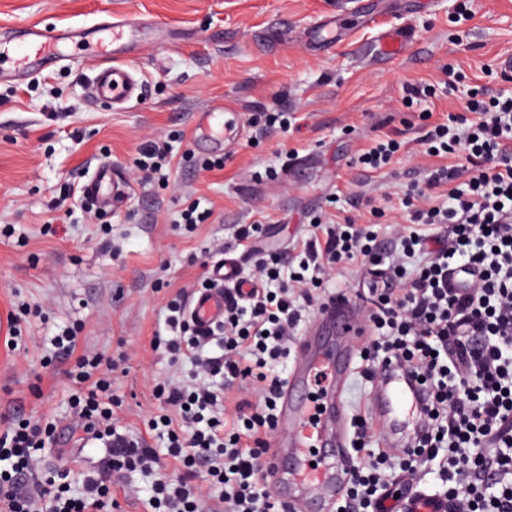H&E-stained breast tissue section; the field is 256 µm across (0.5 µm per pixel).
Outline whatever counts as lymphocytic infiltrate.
Listing matches in <instances>:
<instances>
[{
	"mask_svg": "<svg viewBox=\"0 0 512 512\" xmlns=\"http://www.w3.org/2000/svg\"><path fill=\"white\" fill-rule=\"evenodd\" d=\"M421 143L440 157L464 154L466 162L428 170L406 194L409 223L393 244L354 218L320 219L294 258L256 257L251 291L225 289L224 320L208 332L196 328L184 292L167 302L154 342L191 371L153 389L168 410L160 422L175 474L160 472L144 441L120 429L102 356L76 354L75 331L62 332L57 347L74 360L72 413L93 439L108 442L111 457L85 477L78 495L49 479L29 493L24 484L35 478L37 453L55 426L13 420L0 435V512H38L43 497L49 512H109L113 474L136 469L156 475L150 512H208L195 483L201 472L223 485L224 512H288L260 479L284 385L266 368L287 356L307 308L327 302L324 279L358 259L373 270L361 292L363 376L404 364L430 399L426 428L409 447L362 449L340 512H383L386 498L416 489L411 481L396 488L397 471L413 475L434 461L461 512H512V90H480ZM454 272L466 275V285L451 284ZM234 387L241 396L227 416L224 391Z\"/></svg>",
	"mask_w": 512,
	"mask_h": 512,
	"instance_id": "lymphocytic-infiltrate-1",
	"label": "lymphocytic infiltrate"
}]
</instances>
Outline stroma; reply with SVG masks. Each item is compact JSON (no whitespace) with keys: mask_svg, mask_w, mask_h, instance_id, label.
I'll return each instance as SVG.
<instances>
[{"mask_svg":"<svg viewBox=\"0 0 512 512\" xmlns=\"http://www.w3.org/2000/svg\"><path fill=\"white\" fill-rule=\"evenodd\" d=\"M374 26L351 17L339 0H0V26L98 24L108 12L141 13L168 27L147 29L132 54L142 93L126 108L93 103L96 63L73 58L21 82L0 80V433L17 416L46 415L57 429L41 451V471H72V492L110 456L87 440L71 416L70 360L51 339L78 332L77 349L112 358V396L119 423L143 436L165 472V429H150L163 409L156 383L175 369L152 338L166 302L197 287L206 266L225 251L242 274L253 261L235 245L238 225L258 223L270 247L285 251L314 232L324 214L348 216V198L373 200L381 225L406 224L407 186L436 165L420 136L461 110L470 88L503 86L498 62L512 55V0H368ZM404 24L416 33L407 54L375 56L378 30ZM466 79L444 85L447 67ZM435 83L436 94L406 108L403 89ZM237 106L234 132L222 148L223 170L209 171L191 127L217 98ZM295 112L292 132L253 128V118ZM391 135L402 147L387 169L365 173L356 157ZM165 138L175 147L168 183L143 180L142 148ZM111 163L129 196L105 222H88L68 185ZM278 172L269 180L267 169ZM214 211L207 223L179 224L184 203ZM17 347L9 318L20 307ZM150 480L126 472L112 480L116 512H146Z\"/></svg>","mask_w":512,"mask_h":512,"instance_id":"obj_1","label":"stroma"}]
</instances>
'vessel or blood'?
Instances as JSON below:
<instances>
[{
  "instance_id": "vessel-or-blood-1",
  "label": "vessel or blood",
  "mask_w": 512,
  "mask_h": 512,
  "mask_svg": "<svg viewBox=\"0 0 512 512\" xmlns=\"http://www.w3.org/2000/svg\"><path fill=\"white\" fill-rule=\"evenodd\" d=\"M100 28L111 32V46L85 40L77 50L86 59L112 56V63L97 68L91 98L118 109L139 98L142 92L133 68L124 59L137 44L143 26L137 19L128 18L102 21ZM72 36L67 27L29 24L17 29L1 28L0 69L11 68L25 78L40 72L56 60L59 44ZM413 41L410 27L389 28L379 32L378 50L385 58L397 56ZM223 115L224 104L220 101L199 112L193 138L222 142ZM82 191L100 208L115 207L127 194L125 185L108 164L96 170L83 184ZM210 276L215 288L195 291L188 300L189 313L203 330L224 317V288L240 283L237 260L229 257L216 262L210 268ZM365 335V324L355 314L349 299L335 297L320 310L317 328L307 331L300 340L298 364L278 399L277 424L286 432L284 444L267 457V478L282 502L325 506L335 502L347 484L343 452L347 441L344 390L351 373L348 353L361 344ZM315 390L320 398L313 403L308 394ZM427 401L426 390L404 369L391 365L380 371L369 417L383 429L384 438L390 443L400 433L422 430ZM311 447L323 449L319 461H309L307 450Z\"/></svg>"
}]
</instances>
